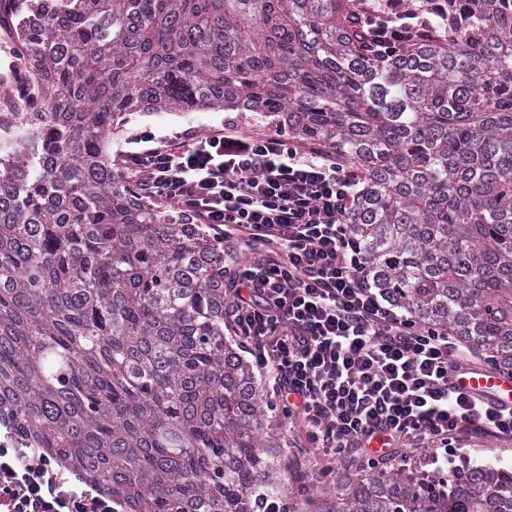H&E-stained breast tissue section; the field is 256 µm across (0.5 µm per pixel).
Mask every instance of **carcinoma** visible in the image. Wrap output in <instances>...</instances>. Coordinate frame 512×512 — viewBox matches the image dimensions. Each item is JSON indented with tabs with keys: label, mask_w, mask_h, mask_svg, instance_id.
Listing matches in <instances>:
<instances>
[{
	"label": "carcinoma",
	"mask_w": 512,
	"mask_h": 512,
	"mask_svg": "<svg viewBox=\"0 0 512 512\" xmlns=\"http://www.w3.org/2000/svg\"><path fill=\"white\" fill-rule=\"evenodd\" d=\"M371 60L368 0H0L38 92L0 112V427L116 512H512V466L358 460L288 485L255 366L224 334V243L112 167L134 112H258L361 174L369 284L512 375V0H413ZM367 18L371 21L369 46L375 56L389 57L415 37L425 34L414 23L417 15L413 11L403 10L396 14V19H391L385 10H378Z\"/></svg>",
	"instance_id": "1"
}]
</instances>
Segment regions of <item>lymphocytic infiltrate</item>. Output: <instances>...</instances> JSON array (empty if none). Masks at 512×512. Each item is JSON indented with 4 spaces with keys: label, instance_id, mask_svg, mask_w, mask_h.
<instances>
[{
    "label": "lymphocytic infiltrate",
    "instance_id": "obj_1",
    "mask_svg": "<svg viewBox=\"0 0 512 512\" xmlns=\"http://www.w3.org/2000/svg\"><path fill=\"white\" fill-rule=\"evenodd\" d=\"M414 19L372 12L374 55L422 36ZM127 141L123 165L144 194L245 251L230 271L229 324L320 460L412 456L444 473L461 433L512 436V408L453 384L473 367L454 337L417 326L369 285L345 222L354 168L286 132L229 122L194 137L137 129ZM0 512H112V499L0 441Z\"/></svg>",
    "mask_w": 512,
    "mask_h": 512
}]
</instances>
